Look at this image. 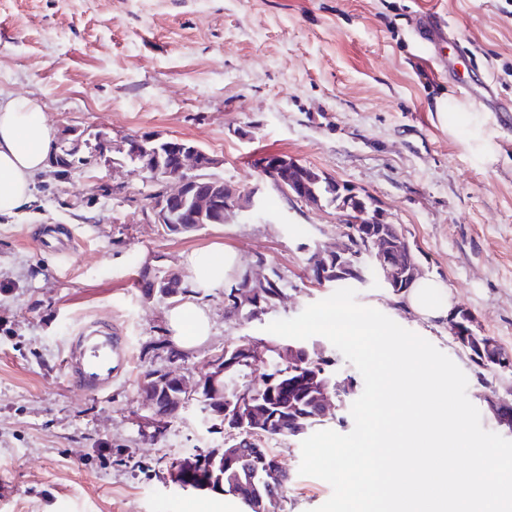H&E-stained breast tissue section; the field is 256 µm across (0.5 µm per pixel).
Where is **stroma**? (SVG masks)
<instances>
[{"label":"stroma","instance_id":"obj_1","mask_svg":"<svg viewBox=\"0 0 512 512\" xmlns=\"http://www.w3.org/2000/svg\"><path fill=\"white\" fill-rule=\"evenodd\" d=\"M447 13L471 65L512 104V0H0V91L38 102L53 128L112 138L161 134L218 156L226 183L266 204L269 221L237 215L188 236L163 234L98 191L112 179L137 200L150 188L131 167H81L60 182L42 173L32 203L0 215V512H246L232 498L175 489L172 462L224 445V427L194 401L159 432L138 384L148 371L204 379L225 346L271 340L266 327L330 296L312 285V248L335 247L332 207L286 200L257 160L276 152L375 198L400 225L424 276L454 307L512 352V123L453 101L448 67L415 41L421 13ZM453 110L454 124L443 111ZM74 250L43 246L46 228ZM197 251L235 253L239 269L264 259L285 287L255 320L228 312L224 291L198 302L212 334L176 349L167 300L143 299L144 269L186 272ZM449 356L468 379L484 429L502 433L484 400L512 392V370H479L443 320H425L374 284L356 294ZM97 321L124 336L131 364L109 390L88 394L68 376V333ZM67 334H60V326ZM337 379L353 389L324 428L352 431L363 378L333 345ZM288 474L276 512H313L331 486L300 475V438L267 440Z\"/></svg>","mask_w":512,"mask_h":512}]
</instances>
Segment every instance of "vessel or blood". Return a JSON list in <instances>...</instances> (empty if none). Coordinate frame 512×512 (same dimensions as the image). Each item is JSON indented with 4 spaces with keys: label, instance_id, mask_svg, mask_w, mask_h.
Returning <instances> with one entry per match:
<instances>
[{
    "label": "vessel or blood",
    "instance_id": "1",
    "mask_svg": "<svg viewBox=\"0 0 512 512\" xmlns=\"http://www.w3.org/2000/svg\"><path fill=\"white\" fill-rule=\"evenodd\" d=\"M414 32L423 48L431 54L454 38L449 21L438 15L416 18ZM456 95L483 111L499 109L493 88L485 80L477 84L457 82ZM67 362L71 377L78 386L92 393L102 392L111 387L115 372L126 363L125 340L102 325H87L77 336L71 337Z\"/></svg>",
    "mask_w": 512,
    "mask_h": 512
}]
</instances>
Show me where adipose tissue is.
Wrapping results in <instances>:
<instances>
[{
	"instance_id": "1",
	"label": "adipose tissue",
	"mask_w": 512,
	"mask_h": 512,
	"mask_svg": "<svg viewBox=\"0 0 512 512\" xmlns=\"http://www.w3.org/2000/svg\"><path fill=\"white\" fill-rule=\"evenodd\" d=\"M53 147V131L39 103L0 95V214H15L28 201ZM237 264L231 254L219 259L197 254L187 261L190 279L199 288L223 287L225 275ZM404 304L422 318L441 319L452 301L441 281L422 278L405 293ZM167 319L175 343L183 348L201 344L211 332L207 311L191 300L172 308Z\"/></svg>"
}]
</instances>
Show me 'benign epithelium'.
Instances as JSON below:
<instances>
[{"instance_id":"1","label":"benign epithelium","mask_w":512,"mask_h":512,"mask_svg":"<svg viewBox=\"0 0 512 512\" xmlns=\"http://www.w3.org/2000/svg\"><path fill=\"white\" fill-rule=\"evenodd\" d=\"M157 138L152 136L132 135L115 142L105 132H98L93 139L87 138V131L77 127H65L58 133L56 149L48 157L47 164L56 169L66 155H77L87 159V166L98 169L118 171L128 163L126 159L112 156V152L119 150L122 153L131 152L136 155H145L147 160L144 166L136 169L142 181L151 187L150 201L140 205L137 200L125 195V187L121 184H100L101 191L109 196H123L124 201L135 205L137 215L141 221L148 224H196L200 221L201 212L210 206L220 208L227 206L233 208L236 204L237 190L233 187L225 191V197H204L206 177L201 172L213 166H221L220 161L203 160L197 149L191 147L170 159H163L159 150L153 146ZM300 167V164L286 155H278L271 162L258 164L260 174L267 180L277 181L281 184L289 181V172ZM165 172L162 181L148 178V174ZM342 219L350 224H356L363 230L361 236L354 232L343 230L342 240L329 254L336 257V274L342 275L352 266L349 259L355 257V251L366 247L369 258L380 266L385 274L386 281L391 286L409 284L423 275V270L416 262L411 251H406L402 258L395 249V240L386 228H381L376 234L372 233V225L380 220V213L375 210L360 208L353 212H346ZM264 265L258 263L249 268L247 287L234 292L237 310H247L246 316L253 318L259 314L260 292L257 285L264 281ZM458 310L454 309L448 314V333L452 339L463 349H468L474 340L472 332L460 333L457 321ZM271 345L257 341L250 346H226L224 355L212 360L213 371L210 373L208 385H190L184 379L165 372L164 379L175 388L176 393L163 398L159 390L153 385L155 376L148 375L142 379L141 393L146 401L150 414L145 416L143 423L155 430L162 425L158 411L160 403H165L166 413L176 414L185 403L199 398L202 394L211 397L210 404L224 415V423L230 428L247 427L249 436L239 439L228 435L224 440V448L219 451L222 457L221 464L206 467L207 476L203 487L212 485L213 481L224 483L229 481L237 489V493L245 500L249 512H273L272 506L279 498L278 492L288 480L280 467L277 458L271 456L263 445V440L257 437L260 429L270 427L272 419L268 414L254 410L249 396L245 395L238 401L224 402L221 399L217 380L232 370L237 364L248 361L252 366L265 364L270 354ZM481 355L479 362H490L503 370H512V353L505 350L500 344L491 342L486 349L479 353H470L471 358ZM352 390L348 382H338L332 388L327 384L315 386L314 397L321 418H326L337 397ZM485 402L497 422L512 430V400L492 389L485 395Z\"/></svg>"}]
</instances>
